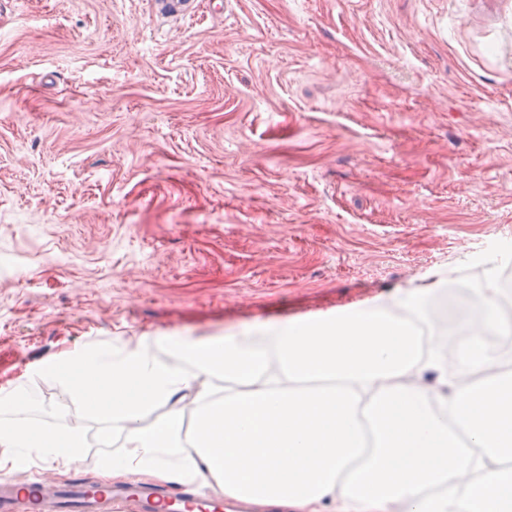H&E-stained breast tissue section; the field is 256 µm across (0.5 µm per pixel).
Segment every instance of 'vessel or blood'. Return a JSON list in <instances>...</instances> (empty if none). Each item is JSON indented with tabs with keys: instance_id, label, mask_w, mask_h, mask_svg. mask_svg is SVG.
<instances>
[{
	"instance_id": "obj_1",
	"label": "vessel or blood",
	"mask_w": 512,
	"mask_h": 512,
	"mask_svg": "<svg viewBox=\"0 0 512 512\" xmlns=\"http://www.w3.org/2000/svg\"><path fill=\"white\" fill-rule=\"evenodd\" d=\"M0 512H224V499L203 489L162 488L72 475L66 482L26 485L0 473Z\"/></svg>"
}]
</instances>
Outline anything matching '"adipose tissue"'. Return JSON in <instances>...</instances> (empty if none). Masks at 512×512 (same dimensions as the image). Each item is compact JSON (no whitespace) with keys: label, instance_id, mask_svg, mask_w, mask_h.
<instances>
[{"label":"adipose tissue","instance_id":"obj_1","mask_svg":"<svg viewBox=\"0 0 512 512\" xmlns=\"http://www.w3.org/2000/svg\"><path fill=\"white\" fill-rule=\"evenodd\" d=\"M448 285L432 271L400 316L372 302L226 336H144L36 373L86 415L111 418L117 446L102 471L113 481L199 486L286 512H512V371L487 341L511 336L512 321L486 279L456 323L464 342L447 366L440 350L423 352L418 327ZM21 406L41 403L24 383L0 388V471L66 472L79 436L11 420ZM159 406L166 414L144 426Z\"/></svg>","mask_w":512,"mask_h":512}]
</instances>
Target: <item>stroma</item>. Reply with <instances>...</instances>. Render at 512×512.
<instances>
[{
    "label": "stroma",
    "mask_w": 512,
    "mask_h": 512,
    "mask_svg": "<svg viewBox=\"0 0 512 512\" xmlns=\"http://www.w3.org/2000/svg\"><path fill=\"white\" fill-rule=\"evenodd\" d=\"M512 0H10L0 386L145 335L512 283ZM100 476L111 422L58 403Z\"/></svg>",
    "instance_id": "35a3bbf8"
}]
</instances>
